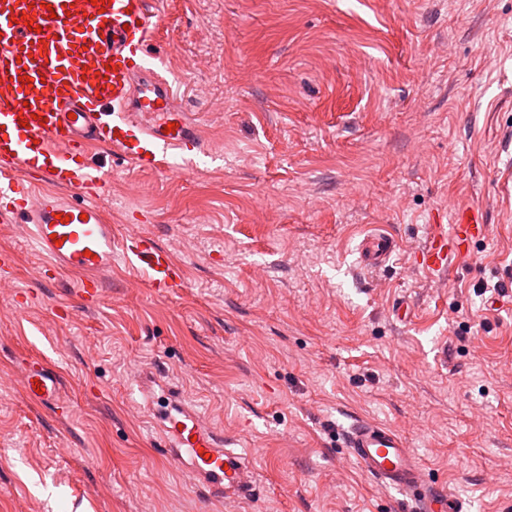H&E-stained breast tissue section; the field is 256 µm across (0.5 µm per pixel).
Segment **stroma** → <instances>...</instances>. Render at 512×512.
Wrapping results in <instances>:
<instances>
[{
  "label": "stroma",
  "instance_id": "1",
  "mask_svg": "<svg viewBox=\"0 0 512 512\" xmlns=\"http://www.w3.org/2000/svg\"><path fill=\"white\" fill-rule=\"evenodd\" d=\"M148 8L149 54L211 157L91 162L116 232H152L185 286L156 295L118 258L87 309L0 226V512H415L343 447L360 418L402 432L464 512H512V0ZM458 209L490 235L442 280L414 254ZM373 226L398 247L371 274ZM42 359L65 408L23 393ZM150 366L252 461L250 500L202 498L163 457L135 383Z\"/></svg>",
  "mask_w": 512,
  "mask_h": 512
}]
</instances>
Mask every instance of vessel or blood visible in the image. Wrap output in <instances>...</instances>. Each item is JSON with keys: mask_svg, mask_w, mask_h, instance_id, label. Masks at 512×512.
I'll return each instance as SVG.
<instances>
[{"mask_svg": "<svg viewBox=\"0 0 512 512\" xmlns=\"http://www.w3.org/2000/svg\"><path fill=\"white\" fill-rule=\"evenodd\" d=\"M0 0V223L23 224L44 259L43 278L78 276L83 307L97 304L113 255L142 270L157 295L184 287L185 272L156 236L116 235L97 199L103 178L88 160L97 144L143 170L166 171L172 160L190 163L208 150L166 79L147 66L154 22L147 0ZM488 236L468 210L451 224L434 225L415 254L419 267L450 274ZM396 251L390 235L364 238L361 263L385 269ZM157 369L137 379L146 405L166 407L155 419L166 458L190 473L209 498H249L256 476L247 457L223 447L217 431L185 402L181 389L155 391ZM23 391L45 405L59 402L49 363L26 370ZM358 469L380 485L410 496L423 512H460L448 493L436 492L416 453L398 430L358 421L342 434Z\"/></svg>", "mask_w": 512, "mask_h": 512, "instance_id": "b4317fda", "label": "vessel or blood"}]
</instances>
